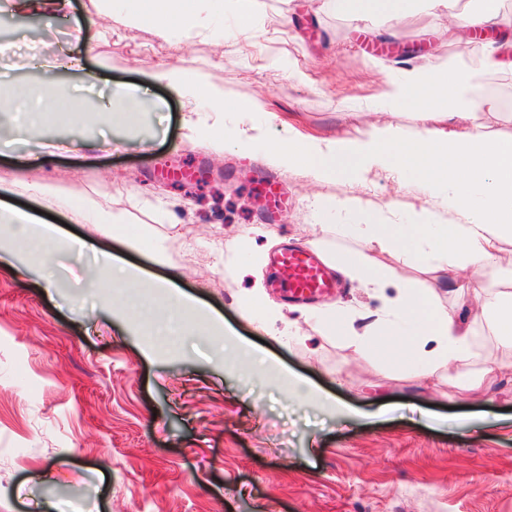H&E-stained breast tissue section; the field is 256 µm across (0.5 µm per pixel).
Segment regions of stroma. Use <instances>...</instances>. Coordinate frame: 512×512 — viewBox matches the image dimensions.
Wrapping results in <instances>:
<instances>
[{"label":"stroma","mask_w":512,"mask_h":512,"mask_svg":"<svg viewBox=\"0 0 512 512\" xmlns=\"http://www.w3.org/2000/svg\"><path fill=\"white\" fill-rule=\"evenodd\" d=\"M14 3L0 0V46L8 49L0 93L21 81L39 96L66 94L43 137L73 149L43 155V137L23 133L15 112H0V201L72 224V237L92 249L37 244L23 261L0 260V512H512V352L497 347L482 317L492 269L421 263L396 247L377 254L410 286L453 277L468 289L457 314L475 329L473 351L424 377H402L317 317L329 302L379 313L394 288L370 294L346 280L329 302L312 305L272 290L285 315L272 327L242 304L251 289L242 271L268 238L338 251L353 246L349 227L368 213L383 224L428 216L450 224L459 214L390 168L346 184L316 181L207 143L224 127L267 140L353 139L376 115L418 132V112L389 107L385 85L429 60L472 63L481 42L463 49L437 36L441 20L425 11L395 25L337 13L324 0H261L248 31L219 0H197L205 26L164 38L123 25L124 0H59L43 17ZM80 28L88 40L77 39ZM64 54L75 68L44 70ZM163 67L222 87L227 110L203 98L187 103L176 87L155 83ZM118 83L149 91L131 128L107 111ZM247 99L260 110H233ZM166 165L184 178L161 179ZM266 176L281 182L287 219L267 209ZM49 180L69 195H37L35 185ZM77 192L122 214L120 229L92 214L73 223ZM325 200L335 208L319 209ZM147 237L167 263L154 261ZM97 247L139 265L146 279L174 281L204 317L157 343L151 323L132 318L143 289L108 308L100 302ZM214 316L255 344L271 371L225 357L223 337L208 333ZM483 369L494 372L491 388L470 390L467 373ZM287 378L315 397L291 402Z\"/></svg>","instance_id":"obj_1"}]
</instances>
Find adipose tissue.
Masks as SVG:
<instances>
[{"mask_svg":"<svg viewBox=\"0 0 512 512\" xmlns=\"http://www.w3.org/2000/svg\"><path fill=\"white\" fill-rule=\"evenodd\" d=\"M336 12L361 19L381 17L392 23L418 9L446 11L448 0H327ZM121 21L130 28L148 27L157 36L197 25L196 0H125ZM512 42L493 41L484 49L478 66L429 62L404 68L387 83L383 98L394 108L421 110L422 130L410 134L392 126H375L348 140H307L291 135L258 142L246 132L225 131L211 137L215 152L230 147L242 153L263 151L267 161L302 169L317 180L348 182L374 167L396 169L408 182L445 198L462 217L453 224H378L373 217L354 225L357 248L337 253L334 267L361 288L377 290L393 280V270L376 264L375 251L390 247L405 250L420 260L438 256L456 258L476 270L497 264L500 245L512 238V140H494L484 120L499 110L497 101L479 93L485 73L500 70ZM153 79L179 87L190 101L207 98L224 103V91L179 71L163 68ZM461 120L459 133L444 132L442 123ZM57 227L35 221L28 213L0 206V256L26 254L33 243L52 245ZM502 287L487 310L503 348L512 349V266L503 267ZM466 302V289L448 280L422 290L402 287L391 304L375 319L356 328V317L345 309L330 315L336 334H347L358 349L369 348L373 337H385L390 367L410 376L418 370L433 372L449 359L465 354L471 327L456 320L451 308Z\"/></svg>","mask_w":512,"mask_h":512,"instance_id":"obj_1","label":"adipose tissue"}]
</instances>
